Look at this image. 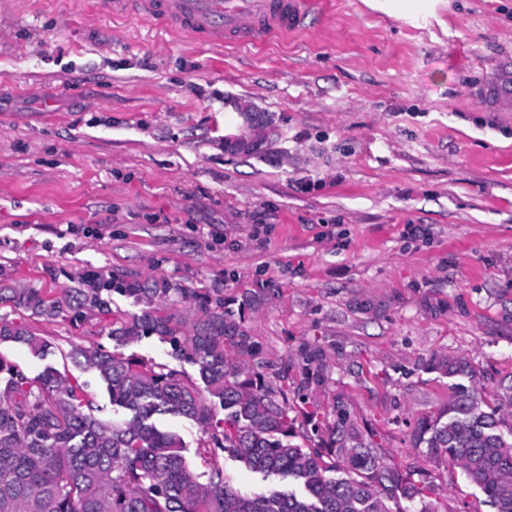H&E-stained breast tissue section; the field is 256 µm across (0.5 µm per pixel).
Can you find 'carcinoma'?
<instances>
[{
	"instance_id": "carcinoma-1",
	"label": "carcinoma",
	"mask_w": 512,
	"mask_h": 512,
	"mask_svg": "<svg viewBox=\"0 0 512 512\" xmlns=\"http://www.w3.org/2000/svg\"><path fill=\"white\" fill-rule=\"evenodd\" d=\"M75 283L18 287L0 271V305L74 327L94 318L119 344L154 337L172 358L197 366L203 386L165 364L74 343L72 359L105 385L112 406L130 415L109 421L86 385L68 374L49 369L31 378L0 356V512H455L439 499L440 469L385 459L383 434L356 418L319 338L301 341L277 366L264 357L244 314L266 299V289L245 291L235 309L218 289L186 288L165 277L84 270ZM114 293L144 309H112ZM184 303L195 310L190 322L178 308ZM5 343L37 355L52 348L0 317ZM425 367L451 380V396L410 427L413 449L460 469L493 512H512V428L503 431L497 417L512 407V379L500 381L492 407L467 359L435 353ZM156 414L192 420L208 435L211 452L259 474L266 487L242 491L219 466L199 481L181 437L150 422Z\"/></svg>"
}]
</instances>
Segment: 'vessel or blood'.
I'll return each instance as SVG.
<instances>
[{"label": "vessel or blood", "instance_id": "1", "mask_svg": "<svg viewBox=\"0 0 512 512\" xmlns=\"http://www.w3.org/2000/svg\"><path fill=\"white\" fill-rule=\"evenodd\" d=\"M99 8L112 18L136 16L211 46L295 32L310 16L309 0H100ZM477 94L493 111L511 112L512 68L499 67Z\"/></svg>", "mask_w": 512, "mask_h": 512}]
</instances>
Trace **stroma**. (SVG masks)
<instances>
[{
	"mask_svg": "<svg viewBox=\"0 0 512 512\" xmlns=\"http://www.w3.org/2000/svg\"><path fill=\"white\" fill-rule=\"evenodd\" d=\"M97 0H0V268L23 285H70L77 271L167 277L225 296L266 289L246 327L274 362L320 338L347 357L358 419L387 458L424 465L392 417L437 412L448 381L435 353L468 358L482 385L512 374V112L474 94L512 61V0H314L313 22L256 43L206 46ZM277 128L253 154L240 108ZM47 356L4 344L29 376L55 368L105 389L67 353L101 345L197 378L145 338L23 314ZM193 472L223 466L252 492L259 475L197 450L168 419ZM441 487L459 512H489L461 473Z\"/></svg>",
	"mask_w": 512,
	"mask_h": 512,
	"instance_id": "obj_1",
	"label": "stroma"
}]
</instances>
